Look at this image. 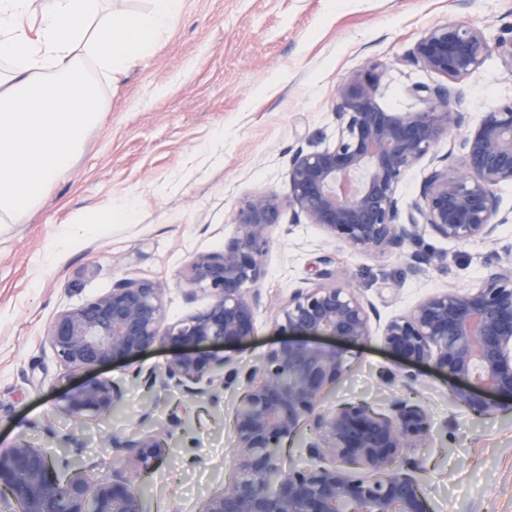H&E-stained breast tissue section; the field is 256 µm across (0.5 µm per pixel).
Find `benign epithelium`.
<instances>
[{
    "mask_svg": "<svg viewBox=\"0 0 512 512\" xmlns=\"http://www.w3.org/2000/svg\"><path fill=\"white\" fill-rule=\"evenodd\" d=\"M493 55L512 75V37L491 44L481 29L461 20L427 31L407 58L448 84L413 85L411 93L423 104L418 111L380 105L381 63L371 60L347 75L336 92L334 141L293 152L288 194L253 192L233 215L235 232L224 251L190 260L188 283L209 292V305L168 323L158 284L121 279L109 293L57 315L47 340L60 364L89 369L125 362L133 378L163 389L171 381L219 388L237 377L224 373L229 359L213 347L254 336L271 228L285 207L291 225L314 224L330 241L362 253L400 254L426 229L457 244L498 241L499 227L512 222L496 194L512 184V100L492 105L465 128L457 87ZM449 136L461 155L452 168L448 156L435 155ZM426 158L419 195L404 211L398 188ZM511 253L510 243L487 256L477 287L434 292L381 331L391 352L446 374L452 401L480 416L512 410V263L502 258ZM332 263L329 255L318 257L313 277L279 306L276 324L286 336L252 366L234 414L235 477L206 499L201 512H342L347 506L350 512H432L422 484L392 469L399 454L429 435L421 407L399 401L385 414L362 401L316 412L320 398L349 371L350 347L371 336L377 318L358 289L337 280ZM158 344L173 356L163 370L142 373L137 356ZM122 398L114 382L94 379L67 398L64 412L76 419L105 417ZM305 420L320 437L310 454L335 465L301 466L281 456ZM167 446L162 432L112 437V448L128 452L141 469L153 466ZM78 454L65 448L54 460L18 436L0 451V512H144L125 472L96 483L72 473ZM351 468L363 475H352Z\"/></svg>",
    "mask_w": 512,
    "mask_h": 512,
    "instance_id": "obj_1",
    "label": "benign epithelium"
}]
</instances>
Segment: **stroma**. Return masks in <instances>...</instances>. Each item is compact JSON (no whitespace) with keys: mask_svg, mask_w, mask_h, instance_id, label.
Segmentation results:
<instances>
[{"mask_svg":"<svg viewBox=\"0 0 512 512\" xmlns=\"http://www.w3.org/2000/svg\"><path fill=\"white\" fill-rule=\"evenodd\" d=\"M447 20L474 24L493 43L512 33V0H183L178 22L144 62L114 80L97 76L111 111L87 131L27 221L0 223V449L21 434L54 456L71 435L89 480L111 479L113 467L124 465L145 512H200L232 476L225 461L244 376L280 338L275 313L317 256L332 253L339 279L358 288L383 322L437 290L476 287L494 243L462 246L426 232L403 253L365 254L329 242L314 225H291L284 212L266 257L256 335L230 352L239 375L228 388L152 391L109 364L68 371L46 339L60 312L123 278L161 284L167 321L206 308L208 292L188 289L191 258L223 250L232 214L249 194L287 193L289 151L331 142L336 90L349 73L383 63L380 104L419 109L411 86L445 78L405 56ZM462 86L459 110L469 126L512 98V76L495 57ZM124 199L130 215L106 223ZM86 215L96 223H83ZM414 254L431 257L426 275H406ZM349 363L321 410L367 401L383 412L393 399L421 406L432 416V438L403 453L396 469L418 463L434 512H512V413L483 417L456 407L445 377L428 366L404 386L407 362L376 334L355 347ZM95 377L123 388L122 405L107 418L71 421L62 410L66 396ZM151 430L169 440L150 470L128 464L110 445L113 436Z\"/></svg>","mask_w":512,"mask_h":512,"instance_id":"stroma-1","label":"stroma"}]
</instances>
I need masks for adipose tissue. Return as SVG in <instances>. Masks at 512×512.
Listing matches in <instances>:
<instances>
[{
	"mask_svg": "<svg viewBox=\"0 0 512 512\" xmlns=\"http://www.w3.org/2000/svg\"><path fill=\"white\" fill-rule=\"evenodd\" d=\"M31 0H0V223H24L111 109L84 71L115 77L136 65L178 20L182 0H152L116 15L102 0H50L38 24Z\"/></svg>",
	"mask_w": 512,
	"mask_h": 512,
	"instance_id": "obj_1",
	"label": "adipose tissue"
}]
</instances>
